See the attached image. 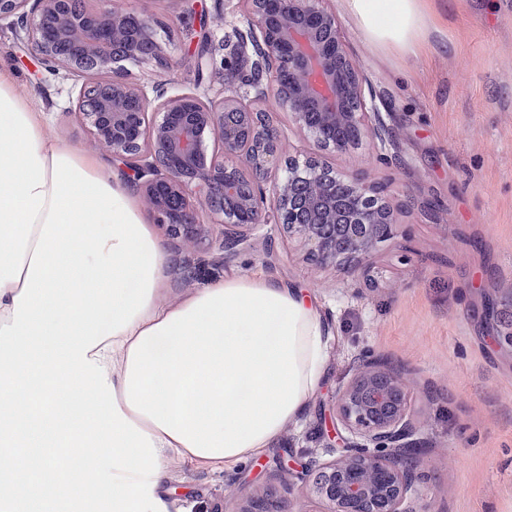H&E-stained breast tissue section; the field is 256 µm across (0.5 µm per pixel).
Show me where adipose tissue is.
Here are the masks:
<instances>
[{
  "mask_svg": "<svg viewBox=\"0 0 512 512\" xmlns=\"http://www.w3.org/2000/svg\"><path fill=\"white\" fill-rule=\"evenodd\" d=\"M417 55L422 0H343ZM169 256L130 185L52 138L0 70V512H168L173 459L234 469L299 424L332 330L244 276L161 302Z\"/></svg>",
  "mask_w": 512,
  "mask_h": 512,
  "instance_id": "obj_1",
  "label": "adipose tissue"
}]
</instances>
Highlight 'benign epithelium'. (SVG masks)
<instances>
[{
  "label": "benign epithelium",
  "instance_id": "1",
  "mask_svg": "<svg viewBox=\"0 0 512 512\" xmlns=\"http://www.w3.org/2000/svg\"><path fill=\"white\" fill-rule=\"evenodd\" d=\"M329 0H241V39L224 54L222 97L208 90L164 96L151 104L130 82L127 64L155 55L153 18L111 0H0L10 21L54 72L85 79L77 115L95 142L145 199L165 235L203 247L205 258L184 259L174 273L193 278L201 263L228 265L256 250L258 231L273 223L298 242L306 260L367 281L379 244L400 224L394 209L365 177L348 176L323 160L365 139L392 145L375 100H366L360 73L345 49ZM199 77L210 67L209 33L194 51ZM254 91L244 102L238 89ZM285 114L313 143L303 160L282 163ZM217 144L209 149L208 143ZM482 319L486 338L512 354V293L492 298ZM331 447L339 456L294 472L282 466L301 497L319 512H417L416 398L403 376L382 361L363 364L332 397ZM232 512H299L274 483L237 494Z\"/></svg>",
  "mask_w": 512,
  "mask_h": 512
}]
</instances>
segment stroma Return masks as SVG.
<instances>
[{
    "label": "stroma",
    "mask_w": 512,
    "mask_h": 512,
    "mask_svg": "<svg viewBox=\"0 0 512 512\" xmlns=\"http://www.w3.org/2000/svg\"><path fill=\"white\" fill-rule=\"evenodd\" d=\"M158 22L160 59L129 67L144 86L169 94L195 91L196 41L202 17L181 0H118ZM214 19L216 67L206 84L222 95L226 36L238 23V0H205ZM366 96L386 113L397 147L379 153L370 141L329 156L336 170L385 186L401 235L373 257V285L354 287L347 273L308 264L297 242L276 243L281 262L267 270L256 252L209 266L185 281L166 279L165 302L196 288L254 274L305 288L333 331L322 387L300 425L287 428L256 458L233 470L170 463L171 512H231V491L279 482L280 464L325 463L324 421L335 390L361 361L400 368L414 390L423 446L418 506L428 512H512V358L483 337L484 290L512 289V0H423L432 26L418 57L376 51L330 0ZM0 66L46 118L56 140L111 164L74 114L81 86L31 56L8 24L0 25Z\"/></svg>",
    "instance_id": "stroma-1"
}]
</instances>
